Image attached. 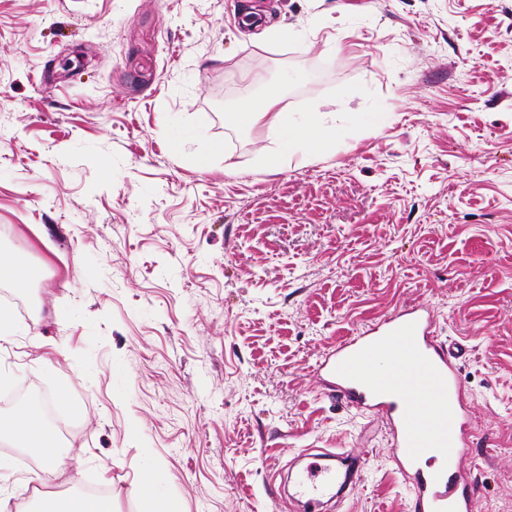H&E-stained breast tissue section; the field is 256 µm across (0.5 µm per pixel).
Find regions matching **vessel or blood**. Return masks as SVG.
Returning a JSON list of instances; mask_svg holds the SVG:
<instances>
[{"label": "vessel or blood", "mask_w": 512, "mask_h": 512, "mask_svg": "<svg viewBox=\"0 0 512 512\" xmlns=\"http://www.w3.org/2000/svg\"><path fill=\"white\" fill-rule=\"evenodd\" d=\"M435 327L428 308L401 310L340 342L313 373L332 398L386 419L392 460L414 490L415 512H471L477 483L467 464L474 432L458 376L467 349L438 341ZM363 456L340 448L335 468L308 463L297 492L309 512H318L327 492L358 484Z\"/></svg>", "instance_id": "b4317fda"}]
</instances>
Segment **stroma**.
<instances>
[{"instance_id": "1", "label": "stroma", "mask_w": 512, "mask_h": 512, "mask_svg": "<svg viewBox=\"0 0 512 512\" xmlns=\"http://www.w3.org/2000/svg\"><path fill=\"white\" fill-rule=\"evenodd\" d=\"M327 151L273 171L249 87ZM233 170H225V161ZM0 412L43 394L63 473L0 442L9 512L140 476L177 512H297L274 473L361 448L336 512H413L383 419L327 397L319 358L409 304L465 339L487 448L474 512L512 479V0H0ZM10 274L9 277L15 288L27 290L31 286L30 264L26 257L16 255L11 257L8 262Z\"/></svg>"}]
</instances>
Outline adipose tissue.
I'll list each match as a JSON object with an SVG mask.
<instances>
[{"mask_svg": "<svg viewBox=\"0 0 512 512\" xmlns=\"http://www.w3.org/2000/svg\"><path fill=\"white\" fill-rule=\"evenodd\" d=\"M271 129L281 141L279 153L265 157L263 164L271 170L287 166L299 145L310 144L319 149L330 148L336 138L335 126L325 124L318 114H310L301 125L285 124L282 118H274ZM6 435L18 441L22 447L35 449L45 469L62 471L67 466V457L61 450L54 434L45 427L41 419L29 410L9 415H0V436Z\"/></svg>", "mask_w": 512, "mask_h": 512, "instance_id": "1", "label": "adipose tissue"}]
</instances>
